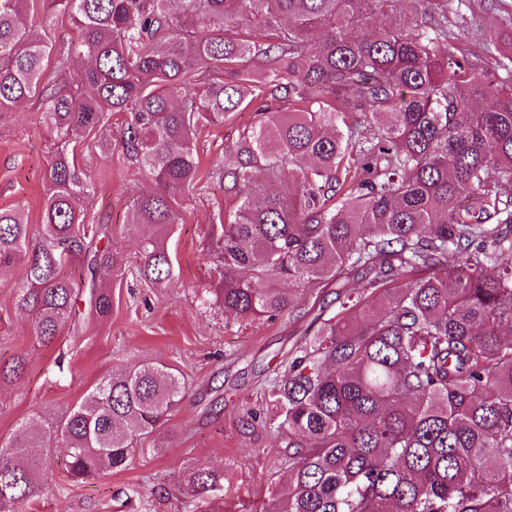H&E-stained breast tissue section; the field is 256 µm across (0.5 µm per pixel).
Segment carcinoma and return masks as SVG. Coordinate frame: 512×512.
Segmentation results:
<instances>
[{
	"label": "carcinoma",
	"mask_w": 512,
	"mask_h": 512,
	"mask_svg": "<svg viewBox=\"0 0 512 512\" xmlns=\"http://www.w3.org/2000/svg\"><path fill=\"white\" fill-rule=\"evenodd\" d=\"M28 2L0 0V114L40 96L55 149L39 240L0 209V270L25 262L15 304L40 340L77 328L80 302L112 313V231L87 220L78 153L117 150L155 181L128 223L150 229L140 274L156 286L172 269L153 230L216 177L231 202L212 230L224 311L274 318L332 287L339 302L270 383L291 488L266 512H512V73L448 49V0H412L413 23L402 0H47L38 26ZM64 20L78 37L58 45ZM249 105L255 123L201 173L197 131ZM287 172L296 190L273 191ZM26 365L0 364V382ZM184 391L152 363L102 378L50 426L65 477L126 467ZM45 438L23 422L0 448V512L44 494ZM184 483L206 500L224 471Z\"/></svg>",
	"instance_id": "obj_1"
}]
</instances>
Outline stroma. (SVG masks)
<instances>
[{
  "mask_svg": "<svg viewBox=\"0 0 512 512\" xmlns=\"http://www.w3.org/2000/svg\"><path fill=\"white\" fill-rule=\"evenodd\" d=\"M501 33H512V0H451L448 48L454 54L500 70L512 50L491 55L484 43ZM40 113L35 97L0 117V209L22 207L33 237L41 230L53 149ZM255 120L247 108L232 124L201 129L203 170L219 168L225 139ZM80 163L95 189L88 218L110 225L112 248L124 270L110 279L112 316L85 320L53 345H43L31 316L14 304L23 264L0 271V363L19 355L28 360L20 378L0 385V446L16 437L22 421L49 422L112 371L142 362L178 370L187 393L165 426L139 444L127 467L95 480L69 482L58 462L61 448L52 444L47 467L55 481L25 512H202L182 487L191 467L223 470L217 498L224 512H263L273 497L287 492L288 477L280 462L285 446L280 433L258 418L265 410L262 392L289 349L303 339L308 310L321 306L335 312L334 289L301 297L293 313L273 319L242 322L224 312L213 294L224 281L211 242L214 213L224 202L216 184L187 209L183 223L158 231L173 272L165 286L151 287L137 274L144 255L127 215L133 199L154 190V183L117 156L107 170L95 154L81 156ZM60 355L66 368L57 376L54 361Z\"/></svg>",
  "mask_w": 512,
  "mask_h": 512,
  "instance_id": "obj_1",
  "label": "stroma"
}]
</instances>
